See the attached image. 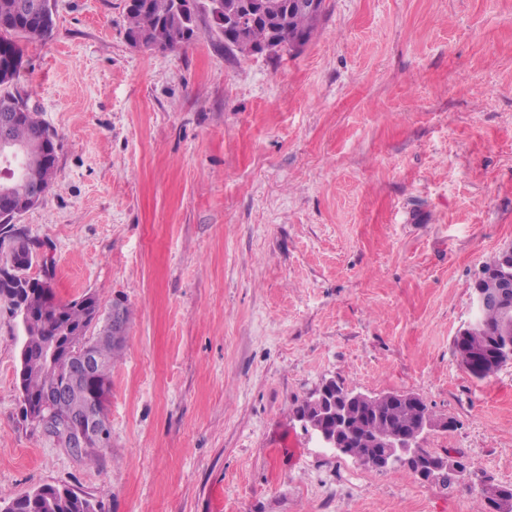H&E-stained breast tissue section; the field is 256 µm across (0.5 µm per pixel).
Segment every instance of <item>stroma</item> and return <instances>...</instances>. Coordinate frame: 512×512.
<instances>
[{"label":"stroma","mask_w":512,"mask_h":512,"mask_svg":"<svg viewBox=\"0 0 512 512\" xmlns=\"http://www.w3.org/2000/svg\"><path fill=\"white\" fill-rule=\"evenodd\" d=\"M299 52L230 54L203 18L131 47L126 0H56L15 88L57 135L20 218L58 299L132 311L95 461L27 419L0 299V505L69 487L98 512H479L512 485V363L454 354L512 245V0H327ZM327 379L452 418L445 490L318 447ZM294 452H287L288 442Z\"/></svg>","instance_id":"35a3bbf8"}]
</instances>
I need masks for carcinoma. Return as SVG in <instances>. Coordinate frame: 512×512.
Returning <instances> with one entry per match:
<instances>
[{
	"mask_svg": "<svg viewBox=\"0 0 512 512\" xmlns=\"http://www.w3.org/2000/svg\"><path fill=\"white\" fill-rule=\"evenodd\" d=\"M17 2L0 0V108L20 104L28 112L30 108L25 99L11 91L23 63L22 49L16 38L43 40L50 35L54 19L33 26L4 23V19L14 15ZM269 2L272 3V10L268 14V21L257 24L243 36L224 30L222 25H215L226 49L244 56L255 55L258 53L257 47L267 40L272 30L287 43L300 40L306 45L310 42L321 15L295 8L293 3L296 0ZM183 3L188 5L185 11L176 8V0H142L141 7L127 8L128 43L134 46L141 37L160 39L167 50L179 49L191 43L197 36L200 14L207 8L199 0H183ZM41 130L42 121L30 115L10 131L11 139L24 149V153L18 160L0 166V175L14 177V194L18 201L22 200L26 188L31 185H40L44 190H49L56 176V161L47 159ZM483 270L487 278L481 287L488 288L505 270L502 257L495 256L483 265ZM28 307L38 316L37 322L23 333L22 342L28 351L39 357L52 341L59 340L56 366L48 367L34 361L22 377L24 401L29 405H38L46 390L63 385L65 375L62 366L68 358L76 356L84 348H91L103 359L98 373L85 386L69 391V408L79 415L91 406L90 394L95 387L110 384L112 360L121 354L125 342H113L105 319L93 321L87 309L75 299L62 302L55 300L51 291L46 294L34 291ZM480 322L482 328L468 332L465 342L485 345L488 350L501 354L502 360L485 367L473 366L464 357L460 358V362L473 377L482 380L496 373L512 358V348L509 347L512 343V292L505 303L484 310ZM371 408L392 432L413 425L420 415L419 409L403 406L391 396L374 400ZM8 512H95V508L90 499L66 487L45 486L10 501Z\"/></svg>",
	"mask_w": 512,
	"mask_h": 512,
	"instance_id": "1",
	"label": "carcinoma"
}]
</instances>
